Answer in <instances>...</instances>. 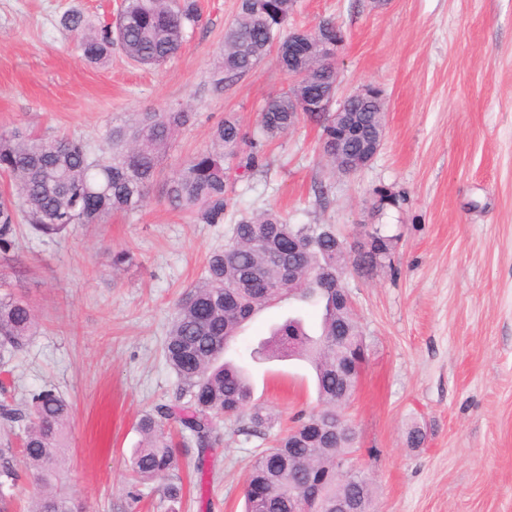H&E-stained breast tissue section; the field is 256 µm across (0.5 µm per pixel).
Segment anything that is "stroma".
<instances>
[{"mask_svg":"<svg viewBox=\"0 0 512 512\" xmlns=\"http://www.w3.org/2000/svg\"><path fill=\"white\" fill-rule=\"evenodd\" d=\"M121 0H0V132L104 143L112 122L186 106L146 201L107 223L55 240L17 228L0 276L31 302L39 328L0 368V402L53 385L71 406L65 491L83 512H244L246 469L258 451L234 420L220 426L205 473L178 447L180 503L161 480L133 477L140 416L171 403L177 379L164 357L176 304L241 213L274 209L292 224H332L347 243L378 228L386 259L347 266L367 359L344 414L355 460L371 478L376 512H512V0H296L289 29L332 20L344 35L338 94L365 85L386 98V136L373 161L345 175L324 158L307 122L274 139L238 181L223 223L172 209L164 184L209 146L225 118L259 138L258 113L288 86L276 56L216 87L224 29L240 0H198L199 25L158 67L113 47L85 61L60 24L71 9L114 19ZM128 261L114 266V253ZM318 308L293 297L243 323L227 359L255 348L274 325ZM271 434L318 405L305 360L247 361ZM420 426L425 444L409 447Z\"/></svg>","mask_w":512,"mask_h":512,"instance_id":"1","label":"stroma"}]
</instances>
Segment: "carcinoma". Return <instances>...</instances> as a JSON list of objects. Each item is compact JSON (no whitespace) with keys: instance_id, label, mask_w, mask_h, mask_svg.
Listing matches in <instances>:
<instances>
[{"instance_id":"carcinoma-1","label":"carcinoma","mask_w":512,"mask_h":512,"mask_svg":"<svg viewBox=\"0 0 512 512\" xmlns=\"http://www.w3.org/2000/svg\"><path fill=\"white\" fill-rule=\"evenodd\" d=\"M292 5L293 0H241L237 22L224 32L217 83L248 73L274 45L279 64L288 68V33L283 26ZM200 21L196 0H123L114 24L95 26L79 11L61 19L86 61H105L117 44L129 60L143 65H161L177 54L186 28ZM192 118L193 113L182 108L137 112L131 121L112 125L105 146L98 150L80 137L1 132L0 173L11 179L12 191L0 196V252L11 248L15 225L22 221L36 234L55 238L75 226L102 224L113 213L141 206L175 134ZM304 119L319 123L328 136L336 135L333 113L297 106L286 91L265 101L260 132L273 139ZM260 161L261 141L247 140L237 121L226 118L214 129L210 148L192 155L170 177L167 202L199 223L222 224L232 172L243 178ZM336 239L332 224H290L273 210L243 216L231 225L224 247L209 254L203 276L181 295L164 348L179 381L177 403L160 405L142 417V443L132 458L136 478L164 480L165 501H181L183 484L175 474L177 456L163 420L177 416L183 436L198 450L200 473L206 455L220 442L216 425L222 418L234 417L244 422L239 429L243 435L266 440L272 415L253 403L246 369L218 359L236 340L244 321L288 294L323 304L319 334H309L302 320L290 319L249 357H300L312 365L320 407L297 415L295 423L315 424L322 434L293 449L285 435L261 449L246 484L262 485L267 494L255 498L245 493V512H288V500L302 492L311 469L332 475L323 512H336V502L355 495L363 497L364 512H373L370 482L336 477V468L355 441L339 397L353 394L358 381L356 375L336 371L343 358L336 348V330L347 324L357 332L353 313L336 309V280L326 277V270H336L329 266L336 261ZM36 329L32 306L12 292H0V362L25 351ZM70 415V404L52 387L17 404H0V425L23 428L29 471L47 488L34 512H81L71 497L52 489L65 464ZM17 480L15 450L0 445V505L13 497Z\"/></svg>"}]
</instances>
